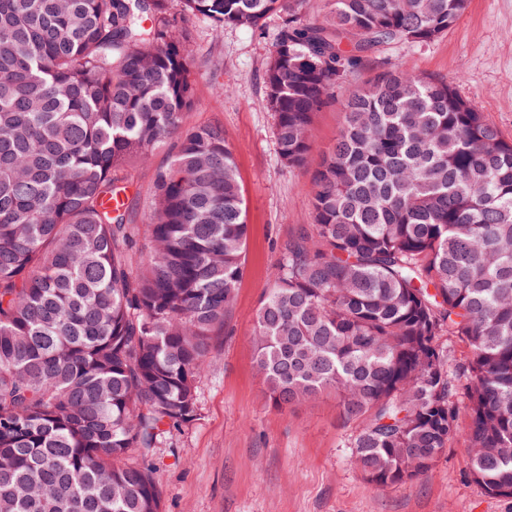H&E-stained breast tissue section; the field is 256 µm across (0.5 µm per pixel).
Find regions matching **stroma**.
Instances as JSON below:
<instances>
[{
  "instance_id": "stroma-1",
  "label": "stroma",
  "mask_w": 512,
  "mask_h": 512,
  "mask_svg": "<svg viewBox=\"0 0 512 512\" xmlns=\"http://www.w3.org/2000/svg\"><path fill=\"white\" fill-rule=\"evenodd\" d=\"M280 21L264 29L188 23L198 90L187 123L221 122L234 148L249 225L244 276L214 357L198 384V416L155 450L166 512H512L469 475L464 441L418 480L380 487L350 463L348 430L336 396L281 411L256 369L252 341L279 246L309 223L311 173L336 138L339 107L316 117V152L304 168L285 167L265 102L263 74ZM404 63L448 79L504 136L512 138V0H469L448 33L422 44H385L335 89L344 96L378 69ZM226 92L215 97L214 83Z\"/></svg>"
}]
</instances>
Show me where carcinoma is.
<instances>
[{
    "label": "carcinoma",
    "mask_w": 512,
    "mask_h": 512,
    "mask_svg": "<svg viewBox=\"0 0 512 512\" xmlns=\"http://www.w3.org/2000/svg\"><path fill=\"white\" fill-rule=\"evenodd\" d=\"M308 2L0 0V512H164L154 449L197 416L248 238L224 127L185 120L186 21L218 36L278 17L265 101L300 168L369 50L435 40L468 4ZM340 106L310 223L257 314L270 399L335 392L378 486L431 471L464 412L469 474L496 497L512 486V139L404 63ZM167 144L145 204L127 202ZM169 147L156 150L151 159L138 167L137 182L128 189L127 194L131 196H139L140 202L146 199L150 187V181L153 171L156 167L165 164L168 159Z\"/></svg>",
    "instance_id": "cac0c4a2"
}]
</instances>
